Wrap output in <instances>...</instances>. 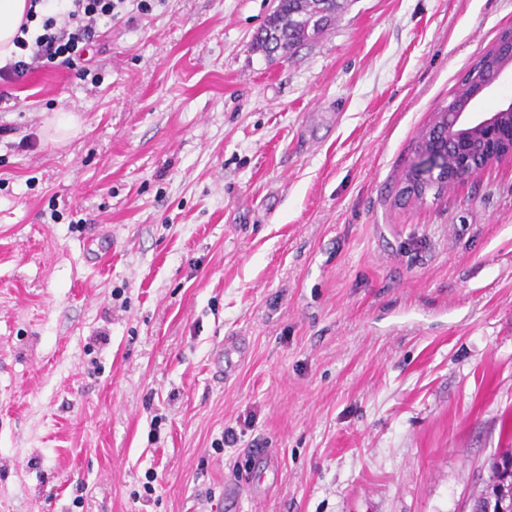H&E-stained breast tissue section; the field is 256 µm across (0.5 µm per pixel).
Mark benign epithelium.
<instances>
[{
	"label": "benign epithelium",
	"mask_w": 512,
	"mask_h": 512,
	"mask_svg": "<svg viewBox=\"0 0 512 512\" xmlns=\"http://www.w3.org/2000/svg\"><path fill=\"white\" fill-rule=\"evenodd\" d=\"M493 62L467 97L444 112L429 135V147L417 151L409 170V186L427 190L462 183L483 169L512 157V100L492 112H477L474 103L512 66V30L492 49ZM487 512H512V467L494 492H485Z\"/></svg>",
	"instance_id": "obj_1"
}]
</instances>
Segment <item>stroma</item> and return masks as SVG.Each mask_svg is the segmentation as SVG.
Masks as SVG:
<instances>
[{"label": "stroma", "mask_w": 512, "mask_h": 512, "mask_svg": "<svg viewBox=\"0 0 512 512\" xmlns=\"http://www.w3.org/2000/svg\"><path fill=\"white\" fill-rule=\"evenodd\" d=\"M340 2L270 54L277 0H124L98 83L0 80V512H470L512 455V160L398 199L512 0Z\"/></svg>", "instance_id": "obj_1"}]
</instances>
